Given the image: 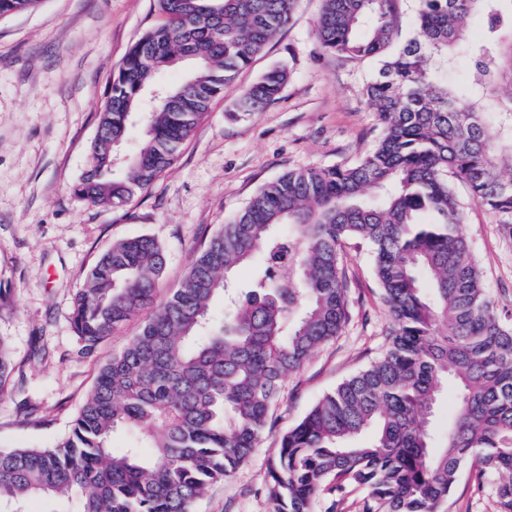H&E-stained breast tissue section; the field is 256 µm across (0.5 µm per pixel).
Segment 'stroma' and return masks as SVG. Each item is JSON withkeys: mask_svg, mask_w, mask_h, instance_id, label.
Segmentation results:
<instances>
[{"mask_svg": "<svg viewBox=\"0 0 512 512\" xmlns=\"http://www.w3.org/2000/svg\"><path fill=\"white\" fill-rule=\"evenodd\" d=\"M321 8L322 0H298L290 22L212 104L174 164L119 209L90 205L73 187L87 168L109 80L156 20L153 0H40L0 19V339L14 366L0 397V446L51 445L71 428L100 368L138 334L134 319L86 350L74 333V297L113 242L143 234L159 241L166 266L157 297L165 299L193 254L260 187L291 169L356 162L372 149L380 129L364 87L378 64L322 50ZM275 66L289 72L278 98L230 119L241 91ZM456 191L485 285L512 313V236L464 186ZM341 260L349 300L342 332L285 379L274 429L195 512H273L262 488L281 433L384 350L389 316L371 254L351 241ZM446 512H501L492 480L463 470Z\"/></svg>", "mask_w": 512, "mask_h": 512, "instance_id": "stroma-1", "label": "stroma"}]
</instances>
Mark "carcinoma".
<instances>
[{"instance_id": "carcinoma-1", "label": "carcinoma", "mask_w": 512, "mask_h": 512, "mask_svg": "<svg viewBox=\"0 0 512 512\" xmlns=\"http://www.w3.org/2000/svg\"><path fill=\"white\" fill-rule=\"evenodd\" d=\"M298 0H154L159 23L128 49L109 82L74 193L120 207L174 163L211 102L288 22ZM401 0H323L322 49L380 59L365 90L382 127L352 164L290 170L261 187L197 252L181 288L156 300L166 257L150 235L116 241L73 304L93 347L124 323L141 329L105 363L70 431L46 448H0V512L40 497L80 512H193L252 457L271 427L284 379L338 336L349 317L342 247L364 244L390 316L384 353L325 393L280 435L264 492L274 512H442L460 472L495 478L512 512V324L498 312L462 228L454 184L512 228V0H421L399 50ZM39 0H0V17ZM485 36L469 35L472 18ZM465 61L466 79L448 80ZM191 74L148 105L165 70ZM276 66L244 90L231 116L276 100ZM144 126L117 167L116 148ZM249 267L246 291L229 275ZM227 299L217 318L212 306ZM13 371L0 339V396ZM453 390L439 436L431 418ZM138 446L116 452L118 430Z\"/></svg>"}]
</instances>
